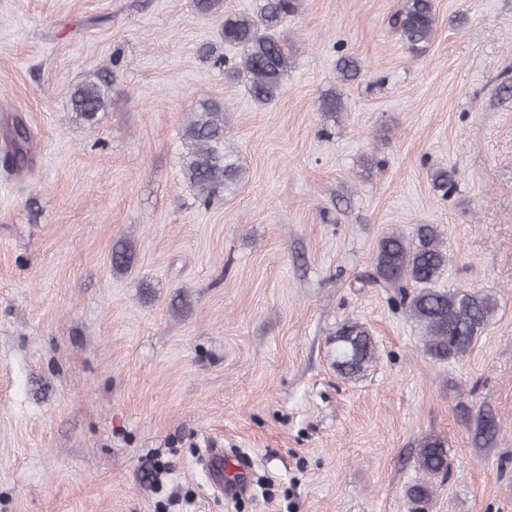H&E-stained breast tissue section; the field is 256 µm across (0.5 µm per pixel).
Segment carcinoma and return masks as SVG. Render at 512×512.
<instances>
[{"mask_svg":"<svg viewBox=\"0 0 512 512\" xmlns=\"http://www.w3.org/2000/svg\"><path fill=\"white\" fill-rule=\"evenodd\" d=\"M203 14L222 15L224 43L241 49L234 71L245 83L254 102L266 105L277 98L288 72V41L277 32L297 8L296 0H256L251 12L225 14L224 0H194ZM391 26L411 48L428 44L435 34L433 0H402L390 19ZM112 91V72L102 71L78 87L71 96L77 116L92 121L103 111ZM191 151L184 165L185 179L196 191L201 205L208 208L241 178L242 166L234 150L225 143L224 111L207 105L191 113L185 128ZM30 138L26 125L15 120L6 154L21 167ZM440 198H448L454 182L446 170L433 175ZM448 268V249L441 232L433 224H421L414 235L391 233L383 237L368 281L395 288L409 318L422 333L426 354L436 362L456 360L466 355L491 321L495 300L480 292L438 287ZM376 345L370 331L355 320L345 321L336 331L334 363L345 378H355L367 370L375 357ZM477 432L485 440L500 430L495 416L478 412ZM419 477L406 491L410 512H427L436 491L435 480L448 478L451 463L446 441L425 437L418 449Z\"/></svg>","mask_w":512,"mask_h":512,"instance_id":"cac0c4a2","label":"carcinoma"}]
</instances>
